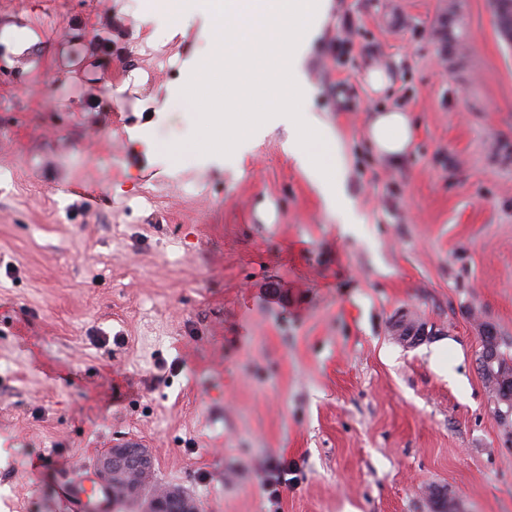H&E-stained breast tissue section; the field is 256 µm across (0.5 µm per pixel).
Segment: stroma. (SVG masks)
<instances>
[{"mask_svg": "<svg viewBox=\"0 0 512 512\" xmlns=\"http://www.w3.org/2000/svg\"><path fill=\"white\" fill-rule=\"evenodd\" d=\"M202 44L113 0H0V512H60L29 467L128 440L205 512H435L443 487L512 512V427L477 369L482 324L512 354V45L490 0L453 19L448 0H333L308 109L344 144L351 230L284 128L206 165L205 113L153 110ZM393 108L415 126L397 164L365 137ZM402 319L426 338L401 342ZM442 340L452 381L428 361Z\"/></svg>", "mask_w": 512, "mask_h": 512, "instance_id": "stroma-1", "label": "stroma"}]
</instances>
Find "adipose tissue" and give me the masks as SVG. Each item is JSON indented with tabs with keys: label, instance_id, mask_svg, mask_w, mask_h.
Returning <instances> with one entry per match:
<instances>
[{
	"label": "adipose tissue",
	"instance_id": "1",
	"mask_svg": "<svg viewBox=\"0 0 512 512\" xmlns=\"http://www.w3.org/2000/svg\"><path fill=\"white\" fill-rule=\"evenodd\" d=\"M206 39L203 52L187 61L183 99L208 101L210 131L203 152L233 159L250 149L266 126L288 130V154L317 187L341 223L357 224L347 195L346 163L329 125L305 105L312 88L305 66L327 19L332 0H196ZM183 0H143L139 26L188 29ZM367 136L382 157L402 161L413 139L410 115L399 109L376 114Z\"/></svg>",
	"mask_w": 512,
	"mask_h": 512
}]
</instances>
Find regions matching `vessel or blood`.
<instances>
[{
  "instance_id": "1",
  "label": "vessel or blood",
  "mask_w": 512,
  "mask_h": 512,
  "mask_svg": "<svg viewBox=\"0 0 512 512\" xmlns=\"http://www.w3.org/2000/svg\"><path fill=\"white\" fill-rule=\"evenodd\" d=\"M47 471L56 475L57 499L64 512H113L111 490L95 483L87 466L51 459L32 468L31 475L37 479Z\"/></svg>"
}]
</instances>
